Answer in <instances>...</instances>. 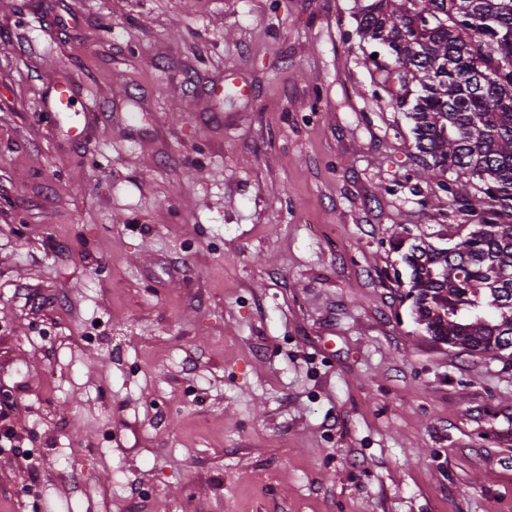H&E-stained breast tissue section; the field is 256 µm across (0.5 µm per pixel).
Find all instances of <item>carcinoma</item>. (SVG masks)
Masks as SVG:
<instances>
[{
  "instance_id": "cac0c4a2",
  "label": "carcinoma",
  "mask_w": 512,
  "mask_h": 512,
  "mask_svg": "<svg viewBox=\"0 0 512 512\" xmlns=\"http://www.w3.org/2000/svg\"><path fill=\"white\" fill-rule=\"evenodd\" d=\"M358 29L387 49L379 88L396 83L427 182L494 202L453 245H409L416 319L450 347L512 350V0H372Z\"/></svg>"
}]
</instances>
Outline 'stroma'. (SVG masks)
Wrapping results in <instances>:
<instances>
[{
  "label": "stroma",
  "mask_w": 512,
  "mask_h": 512,
  "mask_svg": "<svg viewBox=\"0 0 512 512\" xmlns=\"http://www.w3.org/2000/svg\"><path fill=\"white\" fill-rule=\"evenodd\" d=\"M368 2L0 0V512H512V356L434 342L394 240L482 213Z\"/></svg>",
  "instance_id": "1"
}]
</instances>
